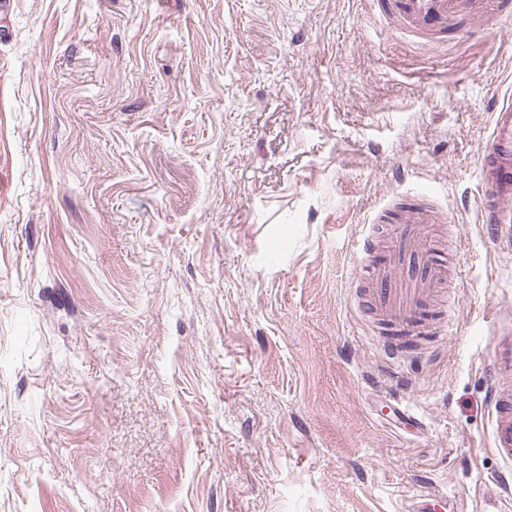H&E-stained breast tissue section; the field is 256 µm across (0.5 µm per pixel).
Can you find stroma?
<instances>
[{"label":"stroma","mask_w":512,"mask_h":512,"mask_svg":"<svg viewBox=\"0 0 512 512\" xmlns=\"http://www.w3.org/2000/svg\"><path fill=\"white\" fill-rule=\"evenodd\" d=\"M509 95L512 22L419 53L367 0H10L0 512H512L477 210ZM415 182L457 311L398 381L351 243Z\"/></svg>","instance_id":"35a3bbf8"}]
</instances>
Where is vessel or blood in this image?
Returning a JSON list of instances; mask_svg holds the SVG:
<instances>
[{"instance_id": "b4317fda", "label": "vessel or blood", "mask_w": 512, "mask_h": 512, "mask_svg": "<svg viewBox=\"0 0 512 512\" xmlns=\"http://www.w3.org/2000/svg\"><path fill=\"white\" fill-rule=\"evenodd\" d=\"M377 0L376 15L382 27L399 35L417 50L447 48L449 40L466 39L471 30L496 25L512 0ZM482 197L480 216L495 230L501 251L512 250V103L497 104L492 112V132L478 154ZM397 220L402 229L383 260L373 266L365 302L377 320L394 327L387 339L391 358H399L408 342L448 330L455 311L453 300L439 298L448 279L444 252L426 243L423 227L448 219L436 193L423 194L421 203L391 204L373 216L376 224ZM439 299L437 317H430L432 299ZM495 339L490 373L493 408L492 448L512 463V319L495 315Z\"/></svg>"}]
</instances>
